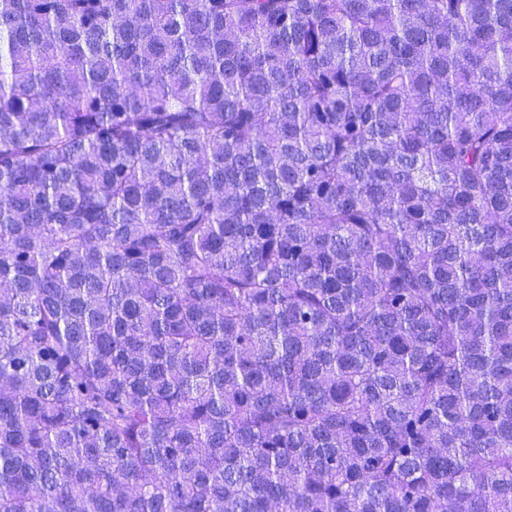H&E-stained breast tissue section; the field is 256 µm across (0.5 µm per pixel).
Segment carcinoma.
<instances>
[{"label": "carcinoma", "mask_w": 512, "mask_h": 512, "mask_svg": "<svg viewBox=\"0 0 512 512\" xmlns=\"http://www.w3.org/2000/svg\"><path fill=\"white\" fill-rule=\"evenodd\" d=\"M0 512H512V0H0Z\"/></svg>", "instance_id": "1"}]
</instances>
